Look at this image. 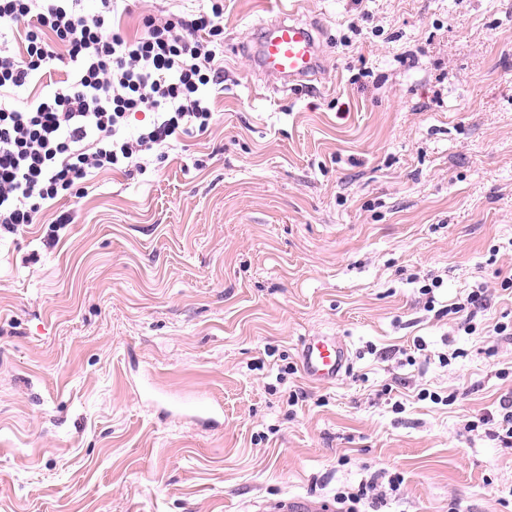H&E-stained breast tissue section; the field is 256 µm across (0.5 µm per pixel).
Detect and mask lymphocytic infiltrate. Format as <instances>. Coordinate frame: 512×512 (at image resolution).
Returning <instances> with one entry per match:
<instances>
[{"instance_id": "f902f5d3", "label": "lymphocytic infiltrate", "mask_w": 512, "mask_h": 512, "mask_svg": "<svg viewBox=\"0 0 512 512\" xmlns=\"http://www.w3.org/2000/svg\"><path fill=\"white\" fill-rule=\"evenodd\" d=\"M119 0H0V231L17 232L99 172L146 169L213 117L224 90V0L187 15L151 14L139 34ZM150 113L130 130L128 118Z\"/></svg>"}]
</instances>
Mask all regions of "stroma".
Instances as JSON below:
<instances>
[{"mask_svg": "<svg viewBox=\"0 0 512 512\" xmlns=\"http://www.w3.org/2000/svg\"><path fill=\"white\" fill-rule=\"evenodd\" d=\"M271 8L224 0L207 131L0 236V512H512V0H299L323 63L288 90L251 62ZM301 367L307 379L320 384L336 383L349 364L347 346L336 336H309L300 346ZM500 416L501 419L498 423L499 430L495 431V436L498 437L505 445L504 447H512V396L505 397L500 401ZM271 512H315L324 510L322 503L305 498H291L268 506Z\"/></svg>", "mask_w": 512, "mask_h": 512, "instance_id": "35a3bbf8", "label": "stroma"}]
</instances>
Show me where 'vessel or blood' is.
<instances>
[{
    "label": "vessel or blood",
    "instance_id": "1",
    "mask_svg": "<svg viewBox=\"0 0 512 512\" xmlns=\"http://www.w3.org/2000/svg\"><path fill=\"white\" fill-rule=\"evenodd\" d=\"M321 59L320 32L313 25L293 19L286 12L262 24L253 54L254 65L261 73L296 85L318 75ZM299 357L306 378L320 384L339 380L349 364L347 346L329 335L306 338ZM321 508L317 501L291 498L272 504L270 512H320Z\"/></svg>",
    "mask_w": 512,
    "mask_h": 512
}]
</instances>
